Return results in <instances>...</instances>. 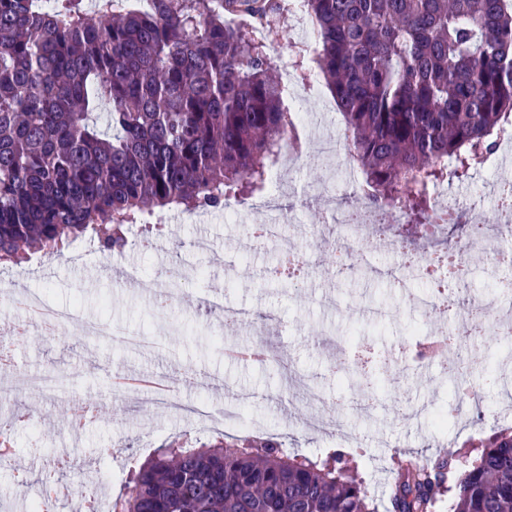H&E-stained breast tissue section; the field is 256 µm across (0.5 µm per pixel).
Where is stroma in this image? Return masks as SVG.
Wrapping results in <instances>:
<instances>
[{
	"instance_id": "stroma-1",
	"label": "stroma",
	"mask_w": 512,
	"mask_h": 512,
	"mask_svg": "<svg viewBox=\"0 0 512 512\" xmlns=\"http://www.w3.org/2000/svg\"><path fill=\"white\" fill-rule=\"evenodd\" d=\"M281 178L295 188L287 205L297 211L300 223L317 228L305 281L298 287L285 277H268L277 261L272 248L245 249L243 228L251 216L233 221L220 210L201 218L176 209L158 211L153 221L164 235L161 254L129 249L115 261L100 252L95 240L83 238L59 257L0 264V281H21L54 308H78L80 317L149 334L154 344L149 351L131 350L65 322L56 338L35 335L19 346L22 372L58 376L66 392L101 405L102 411L83 431H70L56 395L17 381L11 400L0 405V417L22 411L30 420L13 427L12 461L0 464V512H28L32 482L47 478L71 488L93 478L107 496H115V479L128 476L132 459H145L162 441L186 437L192 419L112 400L109 374L118 366L178 380L182 398L190 403L250 394L241 431L274 435L289 450L306 455L315 448L343 454L357 467L378 512L387 504L402 455L448 459L452 481L473 461L498 428L494 417L437 422L436 414L456 398L447 371L388 358L395 346L412 344L418 332L443 327L442 316L425 314L412 303L430 290V281L408 271L399 290L369 273L328 264L343 236L326 216L334 204H353V197L328 185L325 170L314 168L308 157ZM201 238L209 240L208 251H196ZM229 249L239 256L230 280L220 259ZM130 265L141 267L149 278L177 271L173 285L181 294L167 314L156 312L146 291L126 287L108 273ZM216 286L226 300L264 315L261 331L249 326L230 338L241 349L265 336L264 364L226 356L215 342L222 325L217 315L199 306L198 298ZM336 342L362 361V372L371 373L378 393L374 407L359 406L361 372H333ZM462 351L467 383L482 393L488 407L502 404L504 392H512L506 378L512 339L480 334L467 339ZM63 448L71 456L64 473L55 465Z\"/></svg>"
}]
</instances>
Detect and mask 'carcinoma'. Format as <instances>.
I'll list each match as a JSON object with an SVG mask.
<instances>
[{
	"mask_svg": "<svg viewBox=\"0 0 512 512\" xmlns=\"http://www.w3.org/2000/svg\"><path fill=\"white\" fill-rule=\"evenodd\" d=\"M317 68L369 203L430 224L428 189L468 175L512 122V0H306ZM269 0H0V263L87 235L110 256L130 224L262 192L291 112L264 42ZM447 463L410 459L392 512H435ZM112 512H376L342 456L251 434L174 440L134 468ZM453 512H512V427L453 487Z\"/></svg>",
	"mask_w": 512,
	"mask_h": 512,
	"instance_id": "carcinoma-1",
	"label": "carcinoma"
}]
</instances>
